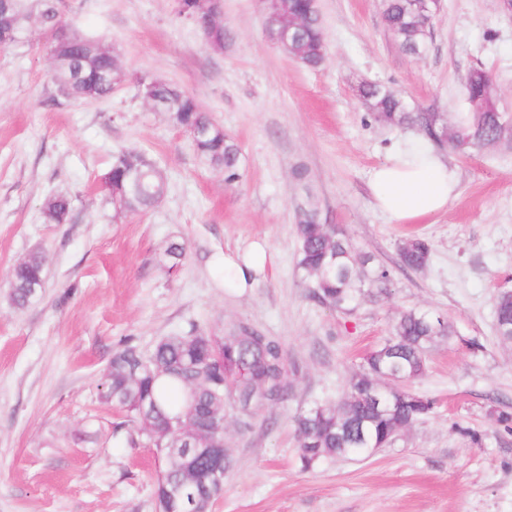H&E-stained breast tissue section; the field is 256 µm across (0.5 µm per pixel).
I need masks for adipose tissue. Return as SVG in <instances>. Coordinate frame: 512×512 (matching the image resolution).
I'll use <instances>...</instances> for the list:
<instances>
[{"label":"adipose tissue","instance_id":"adipose-tissue-1","mask_svg":"<svg viewBox=\"0 0 512 512\" xmlns=\"http://www.w3.org/2000/svg\"><path fill=\"white\" fill-rule=\"evenodd\" d=\"M457 186L456 171L421 137L407 139L391 153L370 182L376 207L400 224L444 210ZM267 261L265 247L257 245L241 255L225 254L224 272L236 287L249 288Z\"/></svg>","mask_w":512,"mask_h":512}]
</instances>
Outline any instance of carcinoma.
I'll use <instances>...</instances> for the list:
<instances>
[{
	"label": "carcinoma",
	"instance_id": "obj_1",
	"mask_svg": "<svg viewBox=\"0 0 512 512\" xmlns=\"http://www.w3.org/2000/svg\"><path fill=\"white\" fill-rule=\"evenodd\" d=\"M422 0H383L388 33L410 56L422 55L427 47L429 24ZM61 0H30L34 22L55 36L62 34L54 61L52 79L62 84L66 95L76 100H104L120 88L112 77L125 71L112 46L82 36L64 26ZM283 9L298 17L301 27L289 42L288 56L315 70L326 59V46L318 8L311 0H283ZM195 23L207 25L210 40L222 44L226 31L221 16L200 15ZM152 98L167 103L173 123L193 128L203 135L192 140L196 155L211 168L224 173L227 182L239 178V149L204 112L196 100L172 86L156 82ZM361 96L371 105V115L390 126L416 127L438 149L449 145L442 124L431 112L408 110L404 101L377 84H366ZM468 106L457 130L479 147L497 138L498 100L490 74L473 69L464 86ZM138 171L126 193L112 198V219L145 212L158 204L168 190L167 175L143 151L133 148L119 153L109 172L112 183L127 179L129 168ZM74 199L67 194L50 197L42 210L43 222L57 224L68 219ZM297 267L307 281L310 295L325 306L351 310L374 283L390 281L383 266L370 265V257L358 253L346 233L322 223L312 197L296 214ZM430 242L421 236L402 242L400 261L409 269L428 264ZM47 257L36 252L18 262L11 274L8 301L16 309L27 307L46 277ZM499 338L512 342V298L495 301ZM451 335L447 321L432 312L408 310L394 326V336L364 358L345 391L334 403H316L294 418L298 451L306 468L310 448L322 451L320 460L361 455L376 441H390L398 431L433 412L434 402L406 388L404 383L423 375L425 350L439 337ZM393 375L388 384L384 376ZM288 363L273 337L242 329L224 331L192 327L166 336L144 356L136 346L121 345L109 361L102 382L101 402L125 414V442L137 447L147 440L156 448L162 465L153 485L155 509L159 512H211L224 493V481H212L209 473L229 454L219 458L213 448L224 444V415L232 406L244 415L256 414L272 396H288Z\"/></svg>",
	"mask_w": 512,
	"mask_h": 512
}]
</instances>
